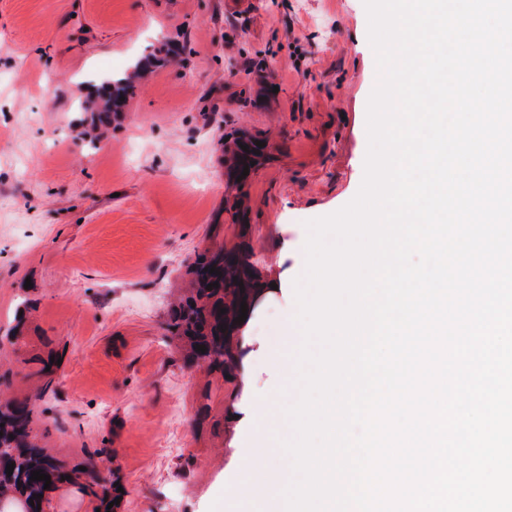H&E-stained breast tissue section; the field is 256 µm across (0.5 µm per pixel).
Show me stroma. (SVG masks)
<instances>
[{
  "label": "stroma",
  "mask_w": 512,
  "mask_h": 512,
  "mask_svg": "<svg viewBox=\"0 0 512 512\" xmlns=\"http://www.w3.org/2000/svg\"><path fill=\"white\" fill-rule=\"evenodd\" d=\"M363 0H0V340L7 394L34 398L41 359L61 361L38 403L46 452L119 481L116 512H255L234 458L256 445L229 413L282 412L297 392L289 343L305 221L357 194L377 82ZM123 112L92 127L96 85L133 72ZM259 136L246 219L266 294L222 372L184 365L165 331L198 252L232 248L239 223L224 144ZM25 315H18L20 302Z\"/></svg>",
  "instance_id": "1"
}]
</instances>
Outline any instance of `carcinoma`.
<instances>
[{
	"instance_id": "1",
	"label": "carcinoma",
	"mask_w": 512,
	"mask_h": 512,
	"mask_svg": "<svg viewBox=\"0 0 512 512\" xmlns=\"http://www.w3.org/2000/svg\"><path fill=\"white\" fill-rule=\"evenodd\" d=\"M133 90V76L110 79V83L98 87L97 111L119 112L125 105L121 97ZM247 150H242L241 146ZM262 148L256 141L245 138L233 143L229 149L230 175L238 178L243 168L253 170L251 163L259 162ZM250 225H240L241 242L234 248L235 256L224 258V245L216 244L197 254L191 265L196 288L192 295L172 307L166 322L167 332L183 341L186 348L184 361L189 366L207 365L221 370L240 364L245 355L242 328L237 320L241 302L262 296L263 279L260 262L255 259L247 237ZM215 268L219 274L208 272ZM225 313H220V310ZM206 347L197 351L196 346ZM57 366L46 361L37 371L40 379L36 399L56 393ZM34 404L24 400H0V498L10 496L25 504L34 502L26 512H43L37 505L46 503L47 494L59 485L73 484L80 480L82 472L67 470L59 465L38 443L33 434ZM15 464L12 475L6 467ZM41 471L50 476L51 485L45 481L30 480L31 472ZM42 495L33 499V495Z\"/></svg>"
}]
</instances>
